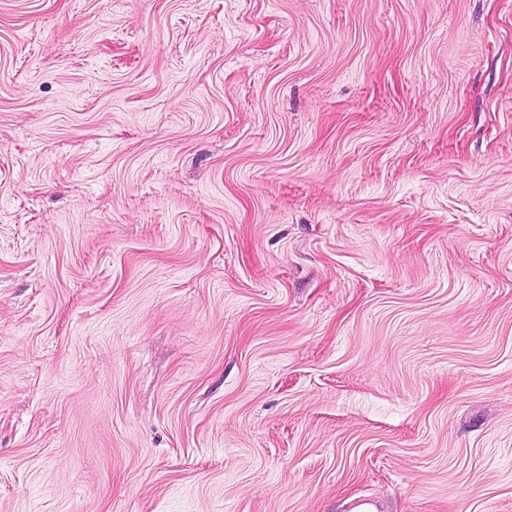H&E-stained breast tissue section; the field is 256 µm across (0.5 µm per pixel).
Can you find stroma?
<instances>
[{
  "instance_id": "35a3bbf8",
  "label": "stroma",
  "mask_w": 512,
  "mask_h": 512,
  "mask_svg": "<svg viewBox=\"0 0 512 512\" xmlns=\"http://www.w3.org/2000/svg\"><path fill=\"white\" fill-rule=\"evenodd\" d=\"M512 512V0H0V512Z\"/></svg>"
}]
</instances>
